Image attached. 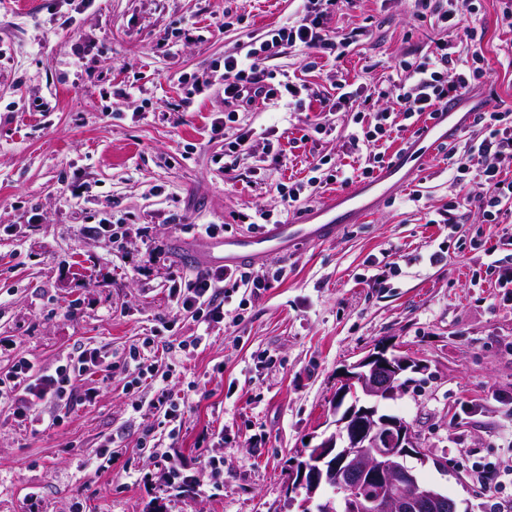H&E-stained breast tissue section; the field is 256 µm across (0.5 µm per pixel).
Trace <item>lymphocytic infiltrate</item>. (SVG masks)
<instances>
[{"mask_svg":"<svg viewBox=\"0 0 512 512\" xmlns=\"http://www.w3.org/2000/svg\"><path fill=\"white\" fill-rule=\"evenodd\" d=\"M357 0H301V8L283 25L268 30L263 37L251 38L245 50H235L224 56V98L252 106L258 103L275 105L284 99H300L302 86L293 82L274 83L268 61L283 49L297 48L305 54L335 52L348 48L356 32L344 31L332 23L337 13L355 8ZM406 79L397 89L379 91L382 99L392 100V107L376 115L374 132L352 134V146H369L375 135L387 134L396 117L409 120L421 115L436 117L448 105L449 98H461L485 84L490 74L484 66L481 48L470 56L459 57L448 44H436L431 57L419 63L405 64ZM477 167L482 193L464 198L462 203H450L437 210L432 221L453 224L459 206L477 209L486 224L501 223L503 204L512 199V179L507 176L512 166V113L482 112L475 128L463 146L450 148L448 168L456 178H463L470 167ZM282 269L267 266H218L201 275L181 277L169 290V301L176 315H186L194 322L211 325L222 323L224 308L239 289L259 296L270 283L282 279ZM158 346L147 338L130 347L127 356L119 361L118 369L136 367L138 381L158 380L164 385L162 395L152 407L169 422V439H178L184 425L187 397L173 392L171 370H159L155 354ZM101 347L87 344L62 358L54 369L34 371L27 359L16 361L6 377L0 378V399H7L16 418L40 420L45 410H52V424L62 420L57 410L69 400L70 388L78 377L94 373L101 364Z\"/></svg>","mask_w":512,"mask_h":512,"instance_id":"f902f5d3","label":"lymphocytic infiltrate"}]
</instances>
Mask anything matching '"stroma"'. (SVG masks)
<instances>
[{
    "label": "stroma",
    "mask_w": 512,
    "mask_h": 512,
    "mask_svg": "<svg viewBox=\"0 0 512 512\" xmlns=\"http://www.w3.org/2000/svg\"><path fill=\"white\" fill-rule=\"evenodd\" d=\"M488 82L455 116L489 103L512 110V29L502 0H480ZM296 0H0V373L20 358L54 368L88 343L122 359L171 316L174 280L211 264L195 224L250 235L259 209L285 221L339 192L286 205L270 190L317 170L363 164L349 142L365 110L306 117L282 108L238 109L224 100V55L291 17ZM414 21V0H359L334 16L356 41L342 55L311 58L288 49L269 61L277 80L335 94L345 77L364 94L402 85V61H420L437 42L470 51L463 30L438 11ZM228 27H220L221 18ZM206 83L204 92L194 87ZM130 88L131 96L119 91ZM243 126L281 131L273 149L254 139L236 161L209 127L227 112ZM447 145L406 172L362 224L335 239L270 257L285 276L247 299L238 326L216 325L205 346L175 361L189 410L177 442L150 404L160 385L127 394L132 373L74 381L62 425L17 421L0 400V512H297L288 483L305 446L334 431L340 375L378 344L426 369L378 411L412 424L427 451L416 469L452 497L459 512H487L478 464L512 459V292L497 278L512 268L500 225L469 209L454 224L429 214L480 190L457 182ZM419 194L420 203L409 202ZM124 225L123 245L84 234L101 219ZM445 252L444 262L430 263ZM96 387V402H83ZM160 438L171 462L199 469L224 461V485L167 489L166 469L139 449ZM113 441L111 455L101 447Z\"/></svg>",
    "instance_id": "stroma-1"
}]
</instances>
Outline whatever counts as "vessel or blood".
I'll return each instance as SVG.
<instances>
[{
  "label": "vessel or blood",
  "instance_id": "1",
  "mask_svg": "<svg viewBox=\"0 0 512 512\" xmlns=\"http://www.w3.org/2000/svg\"><path fill=\"white\" fill-rule=\"evenodd\" d=\"M459 125L441 123L423 134L422 146L411 145L399 149L390 163L373 180L363 181L352 189L332 195L321 206L313 208L310 218H293L273 225L272 229L249 236L224 237L211 242L218 265L247 263L287 251L299 243H315L331 239L337 229L345 224L360 221L374 212L378 199L397 183L401 171L413 161L423 160L434 142L457 140Z\"/></svg>",
  "mask_w": 512,
  "mask_h": 512
}]
</instances>
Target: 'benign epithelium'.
I'll return each mask as SVG.
<instances>
[{
  "label": "benign epithelium",
  "mask_w": 512,
  "mask_h": 512,
  "mask_svg": "<svg viewBox=\"0 0 512 512\" xmlns=\"http://www.w3.org/2000/svg\"><path fill=\"white\" fill-rule=\"evenodd\" d=\"M422 372L419 360L400 356L377 345L346 369L334 411L345 397L353 402L336 420V430L303 453L315 465L291 473L290 491L302 488L300 508L315 512H456V502L433 484L419 479L406 465L409 458L426 461V450L403 419L381 417L377 406L358 405L360 396L392 400L405 388L403 372ZM335 488L336 499L316 496L319 486Z\"/></svg>",
  "instance_id": "obj_1"
}]
</instances>
